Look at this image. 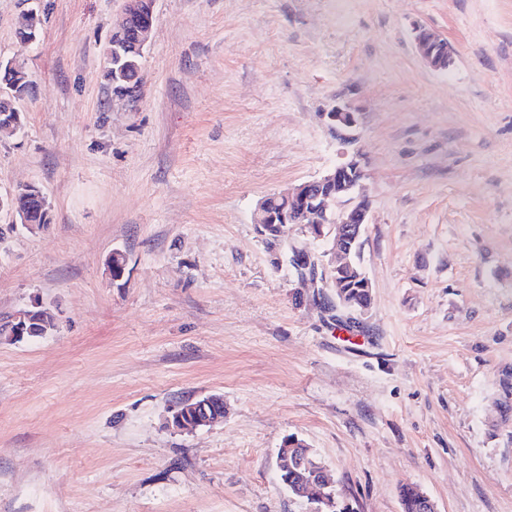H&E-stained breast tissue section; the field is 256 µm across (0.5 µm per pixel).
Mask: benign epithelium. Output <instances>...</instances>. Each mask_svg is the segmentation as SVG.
I'll list each match as a JSON object with an SVG mask.
<instances>
[{"label":"benign epithelium","mask_w":512,"mask_h":512,"mask_svg":"<svg viewBox=\"0 0 512 512\" xmlns=\"http://www.w3.org/2000/svg\"><path fill=\"white\" fill-rule=\"evenodd\" d=\"M154 0H124V18L122 24L132 18L140 21L135 51L144 55L149 33L153 26ZM39 17L37 10L28 8L18 17L17 36L26 43L37 40ZM416 42L423 60L433 69L445 71L453 61V49L439 34L426 28L416 29ZM0 67L13 73L17 82L0 85V108L9 110L15 106L20 93L18 88L25 85L30 90L28 76L24 67L12 60L0 58ZM331 125L346 131L358 126L357 113L347 104L336 102L327 112ZM364 169L361 155L353 154L345 161L330 169L323 176L295 185L282 193L288 203L298 210V223L310 229L315 239L332 241L330 248L316 254L306 248L297 249L288 256V263L296 271V285L301 288L307 284L314 288H339L336 273L350 265L352 246L359 241L365 224L368 223L370 201L361 191ZM39 198L42 207L50 203L41 191H32V185L18 187L3 197L0 195V211L7 210L19 219V225L33 229L30 213L25 204L29 194ZM112 279L124 276L126 260L124 255L115 251L107 262ZM49 319L46 311L39 313L26 311L21 315L0 323V334L14 339H22L35 333L34 324L38 319ZM224 417V399L221 396H204L181 403L173 412L170 425L176 429H196L206 427ZM313 477L304 478L290 486L293 495L306 501L311 512H321L320 503L336 501V485L326 479L324 467L316 457H307L300 461Z\"/></svg>","instance_id":"benign-epithelium-1"}]
</instances>
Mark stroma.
Segmentation results:
<instances>
[{"instance_id":"obj_1","label":"stroma","mask_w":512,"mask_h":512,"mask_svg":"<svg viewBox=\"0 0 512 512\" xmlns=\"http://www.w3.org/2000/svg\"><path fill=\"white\" fill-rule=\"evenodd\" d=\"M0 0V57L33 92L0 140V512H309L278 448L303 439L356 512H512V0H155L142 95L104 56L124 0ZM454 47L423 61L416 27ZM357 139L331 128L336 101ZM360 153L367 311L274 267L269 194ZM126 272L112 279V252ZM218 394L223 421L172 428ZM18 33L20 40L26 43H35L37 40V26L39 25V17L35 8L24 10L17 20ZM127 61L123 66L121 74L112 69V65H106L104 68V78L109 86L112 96L122 94L129 89H136L135 96H141V59L135 55H125ZM332 127L336 129H344L346 131H354L358 126V116L353 112L348 104L336 101L329 112L326 113ZM32 186L31 184L20 186L6 197L0 195V212L7 210L19 219V223L11 224L12 229H15L20 224L24 228L32 230L35 226L50 224L52 221V216L46 218L45 214L39 213L37 201L35 197H32L28 201L29 209L32 210L34 224L31 223L30 213L25 201L32 191ZM51 320L48 313L42 310L39 313L26 311L20 316L11 318L0 324V334L3 336H10L14 339H23L25 336L30 339L38 338L41 336H31L35 333L36 328L33 326L38 319ZM52 321V320H51Z\"/></svg>"}]
</instances>
